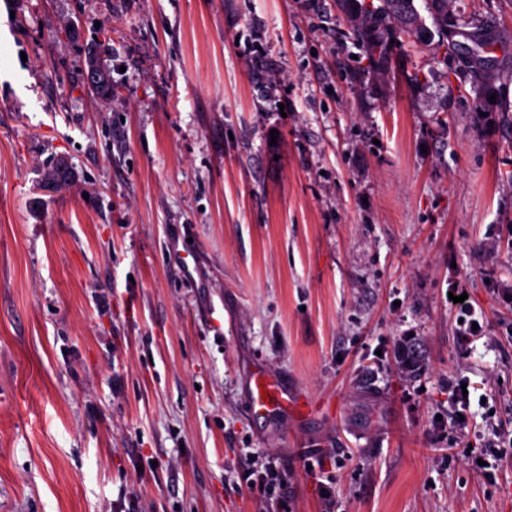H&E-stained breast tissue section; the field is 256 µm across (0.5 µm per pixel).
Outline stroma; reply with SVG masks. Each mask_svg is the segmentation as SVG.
I'll return each instance as SVG.
<instances>
[{
  "label": "stroma",
  "mask_w": 512,
  "mask_h": 512,
  "mask_svg": "<svg viewBox=\"0 0 512 512\" xmlns=\"http://www.w3.org/2000/svg\"><path fill=\"white\" fill-rule=\"evenodd\" d=\"M449 9L495 100L340 0H0V512H512V0ZM257 365L308 413L252 416ZM105 49V43H101L88 50L84 77L90 95L102 103L111 101L116 93V87L112 84L111 71L106 70L100 62V56ZM89 61L93 63L91 70H89ZM448 302L451 306L455 307L458 314L456 328L458 344L461 347L467 346L474 336H479L485 332L487 324L486 314L482 308H476L469 295L463 303H454L453 300L449 299V296ZM473 322L479 325L477 330L472 329ZM263 467L264 472H261L260 470L256 469L255 471L251 472L250 475H256L255 479H252L256 483L262 485L268 481H277L279 480L280 486L282 488H287L288 486V471L287 470H280L277 465L275 464V461L273 460H265L264 463L261 464ZM256 483L251 482L250 485L253 486Z\"/></svg>",
  "instance_id": "1"
}]
</instances>
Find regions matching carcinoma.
Masks as SVG:
<instances>
[{"mask_svg":"<svg viewBox=\"0 0 512 512\" xmlns=\"http://www.w3.org/2000/svg\"><path fill=\"white\" fill-rule=\"evenodd\" d=\"M342 2L355 18L354 35L372 66L384 62L397 46V43L391 42L394 38L390 32L391 27L394 26L401 33L417 39L427 33L413 0H381V5L377 7H366L358 3V0ZM426 8L438 34L441 35L438 49L443 51L444 57H449L453 51H459L454 37L467 34V39L474 44L473 52L469 59L460 62V67L471 75L475 88L484 95L490 94L497 70L483 62L479 48L492 39V25L477 24L474 30L466 33L457 29V20L448 9V0H426ZM104 51L103 43L88 51L86 61L92 62L93 67L85 70V84L92 97L107 103L116 93V87L112 84L111 71L101 65L100 56ZM68 180L69 170L63 162L58 163L49 173L50 183L58 189L67 187Z\"/></svg>","mask_w":512,"mask_h":512,"instance_id":"obj_1","label":"carcinoma"}]
</instances>
